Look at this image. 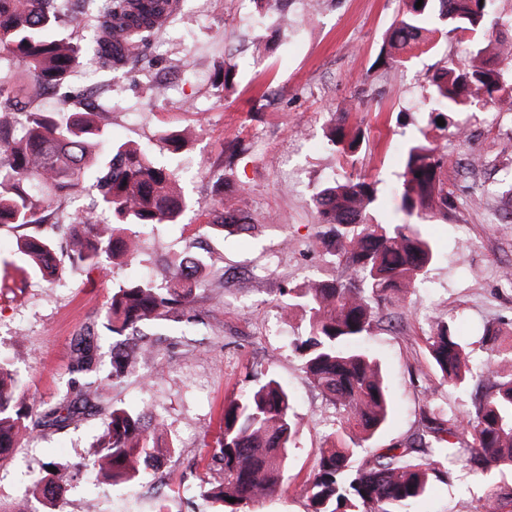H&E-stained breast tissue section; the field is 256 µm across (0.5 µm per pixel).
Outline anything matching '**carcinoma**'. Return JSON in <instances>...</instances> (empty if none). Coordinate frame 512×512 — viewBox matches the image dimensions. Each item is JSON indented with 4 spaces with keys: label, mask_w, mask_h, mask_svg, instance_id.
<instances>
[{
    "label": "carcinoma",
    "mask_w": 512,
    "mask_h": 512,
    "mask_svg": "<svg viewBox=\"0 0 512 512\" xmlns=\"http://www.w3.org/2000/svg\"><path fill=\"white\" fill-rule=\"evenodd\" d=\"M156 0H84L95 33L77 45L57 33L56 0H0V49L12 52L25 80L11 90L0 88V226L31 229L18 242L30 264L53 279L74 269H100L135 254L134 228L174 224L187 209L176 187L175 168L158 163L151 153L129 143L114 144L99 112H40L30 106L32 94L67 83L80 55L110 70L126 64L140 46L162 27ZM402 0V7L381 52L391 68L407 62L406 54L440 34L459 35L465 61L451 64L428 80V123L464 112L473 105L512 112V51L504 49L493 16V0ZM27 108L23 126L11 115ZM329 146L351 168L344 179L320 188L313 196L318 223L330 225L328 247L342 268L332 281H314L290 288L309 313L308 334L295 343L313 386L338 413L337 428L323 449L313 476L305 484L308 512H414V505L433 483L451 482L455 470L437 468V459L463 464L472 471L512 472V344L498 343L487 332L490 354L483 360L452 325L443 319L430 327L425 341L439 381L461 389L476 376L489 387L466 416L445 415L433 407L423 411V423L408 444L359 458L361 443L370 440L391 419L392 400L365 337L380 322L384 307L413 293L436 260L432 242L418 225L375 219V183L356 171L365 134L331 113L326 135ZM448 164L444 147L424 133L403 153L397 196L399 210L421 222L448 209L442 174ZM96 189L94 207L65 226L70 242L66 259L57 257L54 239L44 231L55 197L77 193L86 181ZM111 222L99 224L95 212ZM209 220L200 228L211 232L244 229L249 215L228 197L219 196ZM210 262L188 257L173 263L166 286L136 277L113 290L100 325L112 336L107 367H102L93 332L79 338L73 349L72 377L54 403L28 396L16 377L14 361L0 354V456L20 448L44 429H64L87 411L100 418L96 441L86 466L97 482L135 484L149 463L172 448L153 443L161 422H145L147 412L106 399L107 391L138 360L161 355L151 329L168 322L197 323L208 309L195 304L204 287ZM301 418L293 396L271 373L246 389L225 397L220 435L213 458L224 469V481L207 493L227 512L271 496L295 447ZM470 442L462 443L460 436ZM34 483L36 493L57 503L62 483L72 477L64 465ZM235 502H229V499ZM477 512H512V486L493 485Z\"/></svg>",
    "instance_id": "cac0c4a2"
}]
</instances>
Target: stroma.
<instances>
[{"label": "stroma", "instance_id": "stroma-1", "mask_svg": "<svg viewBox=\"0 0 512 512\" xmlns=\"http://www.w3.org/2000/svg\"><path fill=\"white\" fill-rule=\"evenodd\" d=\"M288 28L275 36L274 50L253 57L252 0H176L172 18L152 42V61L143 68L102 70L80 59L57 95L40 96L33 106L54 112L59 101L83 110L94 93L107 114L114 141L149 145L160 160H172L179 185L192 201L179 223L156 224L139 232V249L104 269L72 272L49 282L23 271L17 253L18 229L0 227V349L14 353L20 377L37 399L54 401L70 378L73 345L98 320L113 288L141 275L164 281L166 261L192 253L209 254L219 287L201 289L212 311L204 323L187 326L196 347L179 341L162 346L163 362L144 365L112 389L114 401L153 406L163 422L160 443L175 448L161 475L133 486L93 487L78 472L70 495L58 509L38 499L35 512H223L204 490L223 481L212 460L225 396L274 373L295 399L304 425L292 448L277 491L245 506L244 512H307L303 485L312 476L337 411L310 383L295 342L306 335L308 315L289 308L287 289L340 275L324 242L312 204L315 188L343 178L324 130L330 113L348 100L358 108L348 121L360 125L367 148L357 168L375 181L380 219L400 223L396 187L409 140L428 131L446 145L447 217L425 225L436 261L425 286L406 308L387 307L368 338L392 396L394 414L362 457L406 442L421 426L422 410L466 414L472 390L441 384L429 359L425 337L436 319L452 320L475 355H485L482 337L495 326L512 336V288L495 275L512 267V223L495 224L503 202H471V193L496 168L512 161V112L473 109L452 114L449 130L428 127L427 79L448 62H463L455 35L434 49L415 52L406 67L393 70L380 56L386 33L399 13V0H323L308 12L304 0H290ZM236 66L231 85L217 78L225 63ZM467 131L466 140L452 133ZM194 128L192 140L172 151L165 135ZM242 143L232 179L242 187L240 206L254 227L245 234L198 232L224 173L228 144ZM428 387H420L421 379ZM98 421L88 417L67 429L35 434L15 449L0 469V504L8 505L43 474L47 463L74 465L86 458ZM512 485L511 474L486 479L457 472L450 483L433 486L417 512H475L490 485Z\"/></svg>", "mask_w": 512, "mask_h": 512}]
</instances>
